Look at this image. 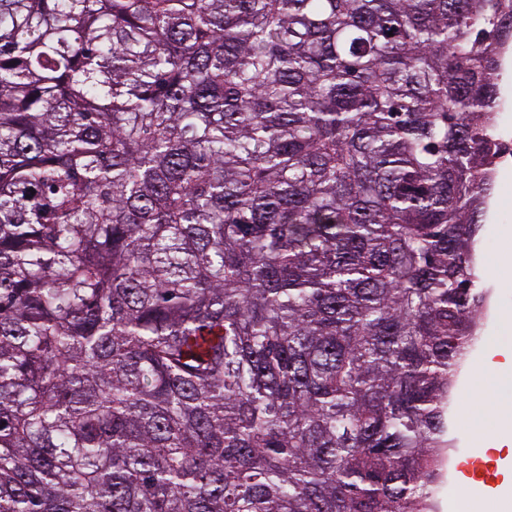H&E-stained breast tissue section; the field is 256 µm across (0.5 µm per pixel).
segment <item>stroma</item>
<instances>
[{
    "instance_id": "1",
    "label": "stroma",
    "mask_w": 512,
    "mask_h": 512,
    "mask_svg": "<svg viewBox=\"0 0 512 512\" xmlns=\"http://www.w3.org/2000/svg\"><path fill=\"white\" fill-rule=\"evenodd\" d=\"M480 263L486 274V308L478 343L470 351L452 390L448 410L451 455L456 464L473 461L477 479L467 472H446L433 499L436 512H448L459 498L469 512H512V390L503 384L512 374V162L498 167L492 205L480 229Z\"/></svg>"
}]
</instances>
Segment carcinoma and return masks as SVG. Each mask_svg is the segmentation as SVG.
I'll use <instances>...</instances> for the list:
<instances>
[{
  "label": "carcinoma",
  "mask_w": 512,
  "mask_h": 512,
  "mask_svg": "<svg viewBox=\"0 0 512 512\" xmlns=\"http://www.w3.org/2000/svg\"><path fill=\"white\" fill-rule=\"evenodd\" d=\"M511 42L512 0H0V512H428Z\"/></svg>",
  "instance_id": "1"
}]
</instances>
